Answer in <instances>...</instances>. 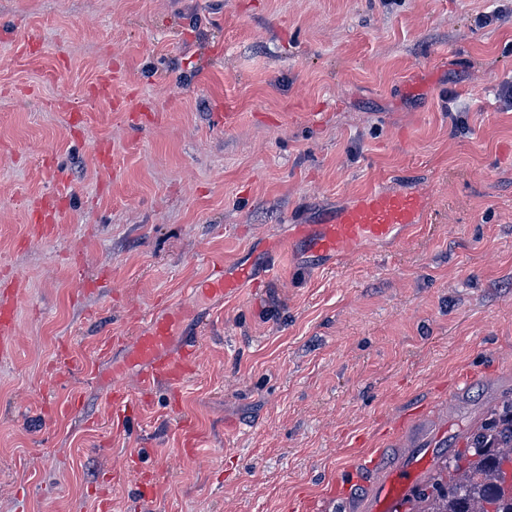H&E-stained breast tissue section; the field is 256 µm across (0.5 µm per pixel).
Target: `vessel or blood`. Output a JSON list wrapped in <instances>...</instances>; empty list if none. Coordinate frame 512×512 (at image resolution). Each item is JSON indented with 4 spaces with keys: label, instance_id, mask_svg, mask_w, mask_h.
I'll list each match as a JSON object with an SVG mask.
<instances>
[{
    "label": "vessel or blood",
    "instance_id": "b4317fda",
    "mask_svg": "<svg viewBox=\"0 0 512 512\" xmlns=\"http://www.w3.org/2000/svg\"><path fill=\"white\" fill-rule=\"evenodd\" d=\"M428 202L419 193L366 194L357 204L337 214L324 224H299L295 235L307 248L337 261L350 254L364 238H382L396 226L422 223ZM56 217L55 198L48 195L37 206L34 228L39 236H49ZM251 261L237 262L225 271L223 260L212 261L208 276L200 282L204 297L224 299L238 295L243 288L255 285ZM181 321L179 306L167 305L162 313H150L147 326L136 335L126 337L130 358L138 366L137 385L149 390L161 384L184 379L198 354V335H184L178 348L170 341ZM15 347V315L13 299L0 300V357L11 355ZM448 431L447 420L414 427L408 450L381 472H370L360 478L369 494L362 503L364 512H407L417 490L425 482L438 457L433 448Z\"/></svg>",
    "mask_w": 512,
    "mask_h": 512
}]
</instances>
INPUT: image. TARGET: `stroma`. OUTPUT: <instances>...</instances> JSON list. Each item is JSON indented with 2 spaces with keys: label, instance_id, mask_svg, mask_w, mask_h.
Listing matches in <instances>:
<instances>
[{
  "label": "stroma",
  "instance_id": "35a3bbf8",
  "mask_svg": "<svg viewBox=\"0 0 512 512\" xmlns=\"http://www.w3.org/2000/svg\"><path fill=\"white\" fill-rule=\"evenodd\" d=\"M0 25V512H290L417 411L449 410L446 459L512 398V0H0ZM379 189L427 192L423 223L193 293ZM172 302L208 315L197 365L143 394L117 339ZM55 195H47L42 198L37 206V218L34 228L41 237H48L53 228V222L56 217ZM257 284L252 261H238L230 273L224 270V261L213 260L208 276L193 288H200L207 299H219L238 295L243 288ZM20 289L14 288L13 296L1 301L0 304V357L11 355L15 347V315L14 296Z\"/></svg>",
  "mask_w": 512,
  "mask_h": 512
}]
</instances>
